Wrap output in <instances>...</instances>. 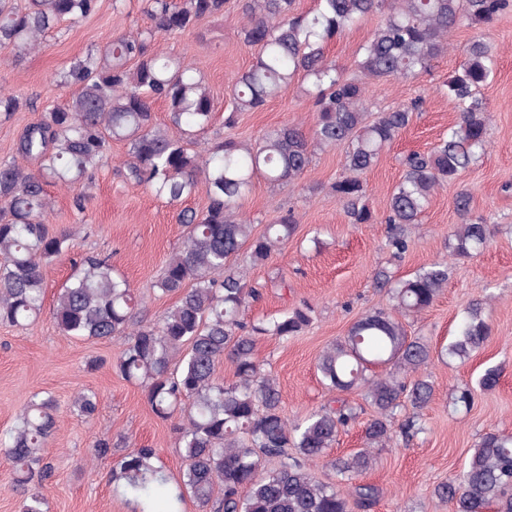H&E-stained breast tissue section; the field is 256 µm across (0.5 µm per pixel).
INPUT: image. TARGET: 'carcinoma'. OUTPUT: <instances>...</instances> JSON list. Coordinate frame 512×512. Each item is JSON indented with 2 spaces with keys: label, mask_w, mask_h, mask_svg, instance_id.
<instances>
[{
  "label": "carcinoma",
  "mask_w": 512,
  "mask_h": 512,
  "mask_svg": "<svg viewBox=\"0 0 512 512\" xmlns=\"http://www.w3.org/2000/svg\"><path fill=\"white\" fill-rule=\"evenodd\" d=\"M226 0H143L150 26L112 39L106 58L90 50L75 56L57 74L74 89L63 107L47 106L18 141V157L0 160V324L31 325L45 303V270L70 249L71 233L52 225L46 186L78 190L74 207L86 209L84 187L108 159L112 141L129 145L132 160L120 174L156 197L177 203L205 190L201 210L177 214L186 233L165 262L156 291L178 295L162 316H140V300L116 274L111 257L92 253L58 291L52 316L60 333L77 339L122 338L115 367L142 388L162 419L179 415L178 445L185 466L177 479L165 472L154 448H133L112 470V493L134 505L133 512H183L192 497L202 512H369L379 489L360 481L373 464L372 449L393 440L390 419L408 403L425 408L433 386L422 374L430 345L407 336L401 318L429 308L448 284L441 261L392 286L393 305L360 317L347 336L319 355L323 384L336 392L361 389L375 415L364 425L365 447L331 457L340 430L357 418L345 399L302 419L284 415L276 379L256 357L265 337L286 340L312 321L314 309L295 306L280 317L246 324L240 312L261 297L236 264L242 254L253 266L265 263L297 229L292 209H279L256 234L239 213L238 201L255 178L278 187L307 170L314 149L346 147L344 174L331 185L352 224H372L362 175L375 166L384 147L413 121L419 104L371 113L369 80L415 76L450 47L458 25L488 28L509 0H317L300 12L295 0H239L244 42L255 49L253 64L230 88L231 110L224 130L241 112L256 111L288 90L304 88L313 125H284L244 143L212 129L214 97L196 70L164 53L160 37L184 32L204 17L224 12ZM98 0H0V48L20 56L37 50L43 37L63 24L96 13ZM379 13L380 24L360 46L350 65L325 54L335 37ZM495 60L481 38L470 41L464 59L443 82L458 112L448 133L426 154L404 160L384 223L389 245L399 257L408 249L407 231L420 222L433 195L454 183L485 151L488 108L479 88L493 76ZM168 106V122L154 120L153 102ZM31 105L0 91V114ZM471 194L456 192L454 205L465 223L448 240L450 253L468 258L490 236L484 217L470 218ZM487 299L471 300L456 339L445 349L465 361L490 335ZM236 381L217 377L225 360ZM77 411L92 417L97 397L81 392ZM56 427L50 398L30 400L17 425L0 435V453L12 464L14 484L42 482L50 472L42 448ZM317 464L334 475L318 479ZM434 493L455 512H512V434L489 432L478 441L463 470L437 485Z\"/></svg>",
  "instance_id": "cac0c4a2"
}]
</instances>
